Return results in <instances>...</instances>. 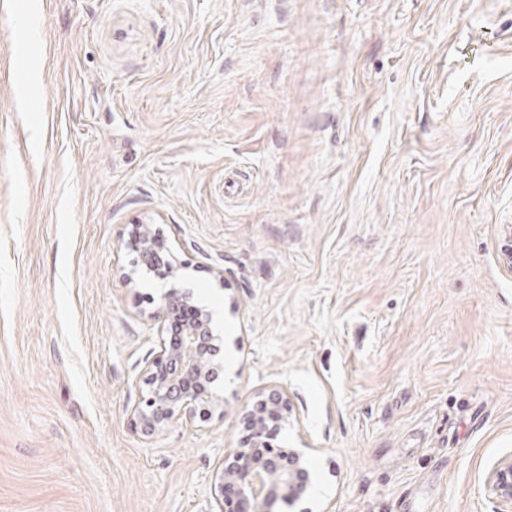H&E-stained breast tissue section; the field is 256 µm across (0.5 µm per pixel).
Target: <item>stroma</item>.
Returning a JSON list of instances; mask_svg holds the SVG:
<instances>
[{
    "instance_id": "obj_1",
    "label": "stroma",
    "mask_w": 512,
    "mask_h": 512,
    "mask_svg": "<svg viewBox=\"0 0 512 512\" xmlns=\"http://www.w3.org/2000/svg\"><path fill=\"white\" fill-rule=\"evenodd\" d=\"M140 225L224 320L150 438ZM510 251L512 0H0V512H217L270 387L284 512H499Z\"/></svg>"
}]
</instances>
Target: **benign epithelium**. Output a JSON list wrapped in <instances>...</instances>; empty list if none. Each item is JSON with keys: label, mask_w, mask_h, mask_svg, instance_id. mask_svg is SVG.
I'll return each mask as SVG.
<instances>
[{"label": "benign epithelium", "mask_w": 512, "mask_h": 512, "mask_svg": "<svg viewBox=\"0 0 512 512\" xmlns=\"http://www.w3.org/2000/svg\"><path fill=\"white\" fill-rule=\"evenodd\" d=\"M192 302V294L173 288L149 314L156 341L152 358L142 368L147 392L131 410L147 436L179 419L207 423L223 410L219 381L224 359L213 311L198 306L195 322L178 332L172 329L174 315ZM242 420L247 439L224 455L216 475L218 512H280L305 492L297 471L307 462L306 450L287 451L272 444V437L288 427L286 393L275 387L256 393L243 407ZM486 486L504 507L502 512H512V454L493 463Z\"/></svg>", "instance_id": "benign-epithelium-1"}]
</instances>
